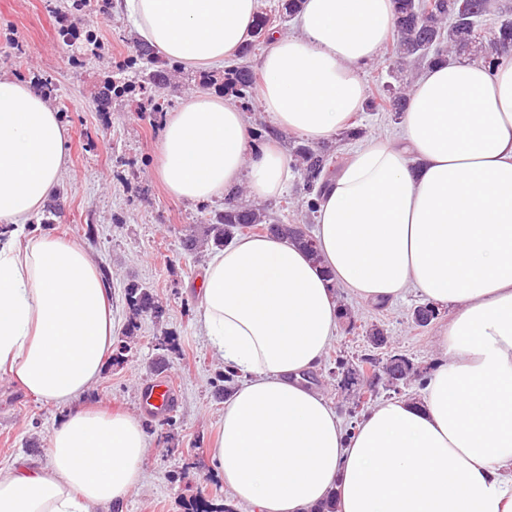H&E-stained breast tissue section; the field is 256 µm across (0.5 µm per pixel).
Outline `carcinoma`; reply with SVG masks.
Returning a JSON list of instances; mask_svg holds the SVG:
<instances>
[{
    "mask_svg": "<svg viewBox=\"0 0 512 512\" xmlns=\"http://www.w3.org/2000/svg\"><path fill=\"white\" fill-rule=\"evenodd\" d=\"M395 33L390 50L393 65L402 69L409 62L433 64L452 54L479 55L493 72L503 65L512 64V21L500 23L493 30V38L484 41L485 17L493 14L491 0H395ZM237 97L247 104L250 101L256 78L247 66H234L228 70ZM407 95L402 88L386 89L367 98L365 109L386 112L399 118L406 104ZM295 165L301 171L304 187L309 195L308 211L316 212L319 198L325 188L324 177L334 163V149L328 145L301 143L294 147ZM263 229L274 235H282L304 248L311 256L317 251L308 245V235L297 224H280L275 217L260 207H243L228 204L224 212L216 214L207 225L206 244L221 249L239 235ZM129 308L137 315L156 312L151 293L136 284L125 292ZM367 349L355 358L336 356V372L349 373L370 392V400L378 395L374 378L380 372L373 355L386 346L383 330L373 325L364 329ZM400 362V381L417 377L427 379V369L416 365L406 355L397 354Z\"/></svg>",
    "mask_w": 512,
    "mask_h": 512,
    "instance_id": "cac0c4a2",
    "label": "carcinoma"
}]
</instances>
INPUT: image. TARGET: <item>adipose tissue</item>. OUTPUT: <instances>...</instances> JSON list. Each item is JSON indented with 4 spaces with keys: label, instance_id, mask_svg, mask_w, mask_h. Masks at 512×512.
I'll use <instances>...</instances> for the list:
<instances>
[{
    "label": "adipose tissue",
    "instance_id": "1",
    "mask_svg": "<svg viewBox=\"0 0 512 512\" xmlns=\"http://www.w3.org/2000/svg\"><path fill=\"white\" fill-rule=\"evenodd\" d=\"M138 37L178 67H223L257 0H123ZM393 0H304L274 34L258 100L278 130L322 143L365 108L360 70L394 27ZM157 175L174 197H279L282 147L204 91L165 117ZM66 133L49 100L0 77V371L65 407L46 465L0 468V512H124L148 446L133 416L80 406L112 351V290L86 250L26 221L55 196ZM318 206L320 261L247 236L212 255L198 327L240 381L211 455L258 512H512V64L447 62L412 84L401 138L366 136ZM387 306L414 290L449 308L422 396L388 400L345 431L303 376L336 334L337 289Z\"/></svg>",
    "mask_w": 512,
    "mask_h": 512
}]
</instances>
